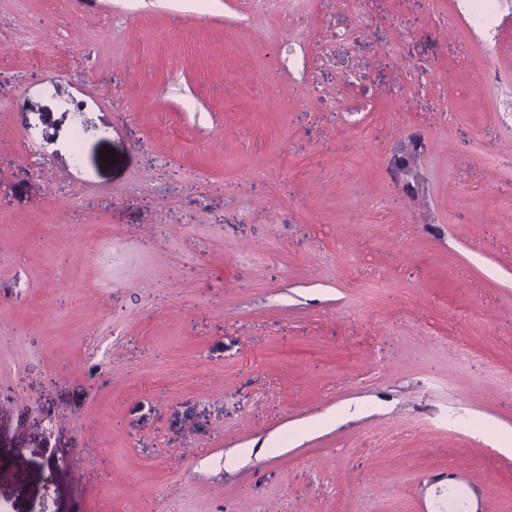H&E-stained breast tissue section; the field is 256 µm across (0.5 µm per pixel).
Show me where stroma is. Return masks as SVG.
Returning <instances> with one entry per match:
<instances>
[{"label":"stroma","instance_id":"1","mask_svg":"<svg viewBox=\"0 0 512 512\" xmlns=\"http://www.w3.org/2000/svg\"><path fill=\"white\" fill-rule=\"evenodd\" d=\"M18 382L0 512H512V0H0ZM418 149V142L416 140L410 143L398 154H396L390 163V170L393 178L397 181L403 182L404 187L411 189L410 181L412 174V163Z\"/></svg>","mask_w":512,"mask_h":512}]
</instances>
